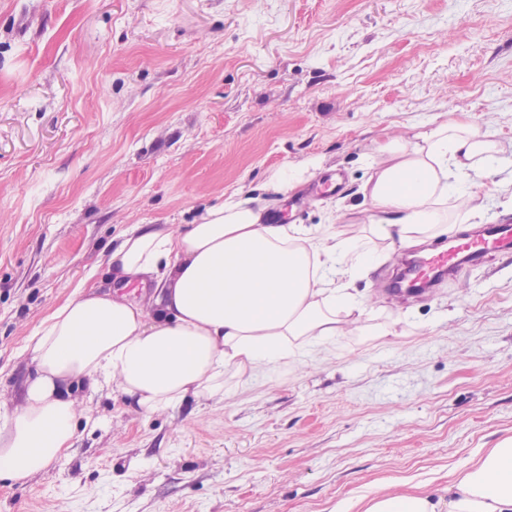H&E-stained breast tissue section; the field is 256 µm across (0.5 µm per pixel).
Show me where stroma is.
<instances>
[{"label": "stroma", "mask_w": 512, "mask_h": 512, "mask_svg": "<svg viewBox=\"0 0 512 512\" xmlns=\"http://www.w3.org/2000/svg\"><path fill=\"white\" fill-rule=\"evenodd\" d=\"M461 117L512 142V0H0V418L25 345L134 224L170 230L231 197L368 233L384 135ZM304 170L271 200L277 171ZM340 172L346 190L313 197ZM512 162L473 177L489 224ZM354 283L335 353L224 372V401L145 414L75 386L77 436L0 482V512H334L448 486L512 436V255L428 301L388 300L400 239Z\"/></svg>", "instance_id": "35a3bbf8"}]
</instances>
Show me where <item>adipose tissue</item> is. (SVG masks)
Instances as JSON below:
<instances>
[{
    "label": "adipose tissue",
    "instance_id": "adipose-tissue-1",
    "mask_svg": "<svg viewBox=\"0 0 512 512\" xmlns=\"http://www.w3.org/2000/svg\"><path fill=\"white\" fill-rule=\"evenodd\" d=\"M503 149L492 129L449 118L413 138L377 142L363 186L379 238L444 232L449 210L476 216L472 174ZM375 260L367 243L330 228L273 223L238 198L176 231L133 226L104 254L109 287L68 298L29 337L35 369L0 426V480L20 482L66 454L77 428L74 385L113 383L150 414L224 393V370L288 368L325 352L361 304L337 276ZM150 283L148 301L124 289ZM336 512H512V437L479 453L448 486L375 493Z\"/></svg>",
    "mask_w": 512,
    "mask_h": 512
}]
</instances>
